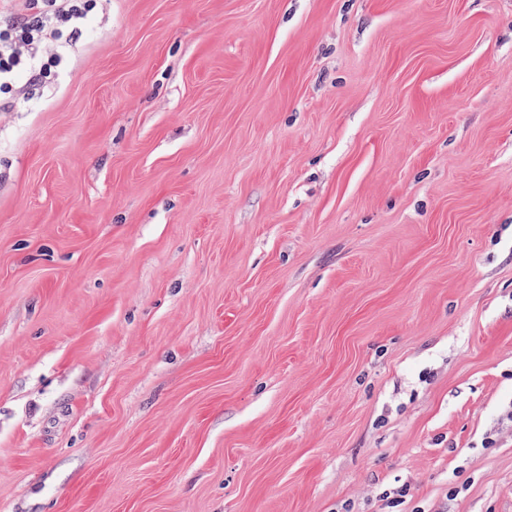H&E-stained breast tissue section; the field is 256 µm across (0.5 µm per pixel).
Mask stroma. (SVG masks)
<instances>
[{
  "label": "stroma",
  "mask_w": 512,
  "mask_h": 512,
  "mask_svg": "<svg viewBox=\"0 0 512 512\" xmlns=\"http://www.w3.org/2000/svg\"><path fill=\"white\" fill-rule=\"evenodd\" d=\"M0 512H512V0H112L0 112Z\"/></svg>",
  "instance_id": "35a3bbf8"
}]
</instances>
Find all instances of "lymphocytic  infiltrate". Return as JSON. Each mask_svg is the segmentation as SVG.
Masks as SVG:
<instances>
[{
  "instance_id": "1",
  "label": "lymphocytic infiltrate",
  "mask_w": 512,
  "mask_h": 512,
  "mask_svg": "<svg viewBox=\"0 0 512 512\" xmlns=\"http://www.w3.org/2000/svg\"><path fill=\"white\" fill-rule=\"evenodd\" d=\"M102 0H6L0 7V112L55 81Z\"/></svg>"
}]
</instances>
